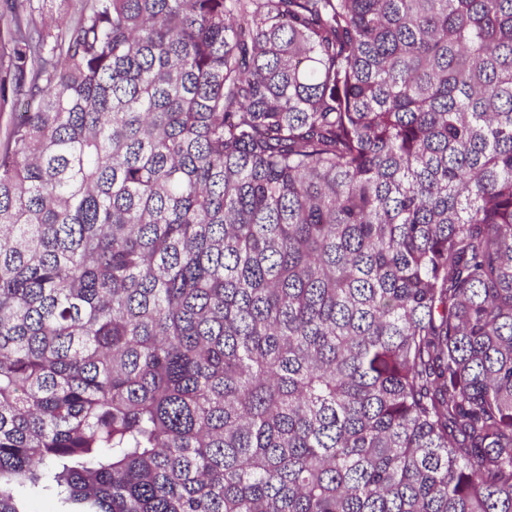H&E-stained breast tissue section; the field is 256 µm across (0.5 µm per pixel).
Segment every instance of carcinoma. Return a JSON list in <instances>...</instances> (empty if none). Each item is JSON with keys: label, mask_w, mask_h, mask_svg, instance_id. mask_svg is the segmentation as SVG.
Segmentation results:
<instances>
[{"label": "carcinoma", "mask_w": 512, "mask_h": 512, "mask_svg": "<svg viewBox=\"0 0 512 512\" xmlns=\"http://www.w3.org/2000/svg\"><path fill=\"white\" fill-rule=\"evenodd\" d=\"M0 512H512V0H12ZM31 7L37 27L57 34L78 17L79 0H31Z\"/></svg>", "instance_id": "1"}]
</instances>
